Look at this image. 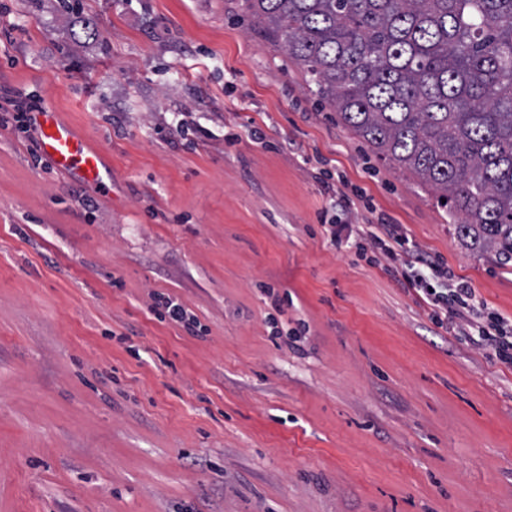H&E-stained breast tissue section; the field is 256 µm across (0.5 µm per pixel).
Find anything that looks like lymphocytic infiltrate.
I'll use <instances>...</instances> for the list:
<instances>
[{
	"label": "lymphocytic infiltrate",
	"mask_w": 512,
	"mask_h": 512,
	"mask_svg": "<svg viewBox=\"0 0 512 512\" xmlns=\"http://www.w3.org/2000/svg\"><path fill=\"white\" fill-rule=\"evenodd\" d=\"M358 236L370 240L380 256L400 268L408 289L424 293L438 327L454 336L478 334V349L512 365V322L492 311L480 315L476 292L468 282H445L439 290H432L426 273L435 269V261L411 244L386 214H377Z\"/></svg>",
	"instance_id": "1"
}]
</instances>
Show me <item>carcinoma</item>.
<instances>
[{
  "label": "carcinoma",
  "mask_w": 512,
  "mask_h": 512,
  "mask_svg": "<svg viewBox=\"0 0 512 512\" xmlns=\"http://www.w3.org/2000/svg\"><path fill=\"white\" fill-rule=\"evenodd\" d=\"M379 159L512 264V0H242Z\"/></svg>",
  "instance_id": "obj_1"
}]
</instances>
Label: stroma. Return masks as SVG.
Listing matches in <instances>:
<instances>
[{
  "label": "stroma",
  "mask_w": 512,
  "mask_h": 512,
  "mask_svg": "<svg viewBox=\"0 0 512 512\" xmlns=\"http://www.w3.org/2000/svg\"><path fill=\"white\" fill-rule=\"evenodd\" d=\"M0 30V512H512V366L322 223L387 214L508 319L512 266L239 0H0ZM30 92L103 185L32 157ZM155 301L161 302L167 316L174 322L183 325L190 333H195L196 322L193 317L189 316L186 309L169 296L155 294Z\"/></svg>",
  "instance_id": "1"
}]
</instances>
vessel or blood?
<instances>
[{"label": "vessel or blood", "mask_w": 512, "mask_h": 512, "mask_svg": "<svg viewBox=\"0 0 512 512\" xmlns=\"http://www.w3.org/2000/svg\"><path fill=\"white\" fill-rule=\"evenodd\" d=\"M42 154L59 171L89 185H98L106 168L100 150L77 132L74 126L52 111L37 117Z\"/></svg>", "instance_id": "vessel-or-blood-1"}]
</instances>
